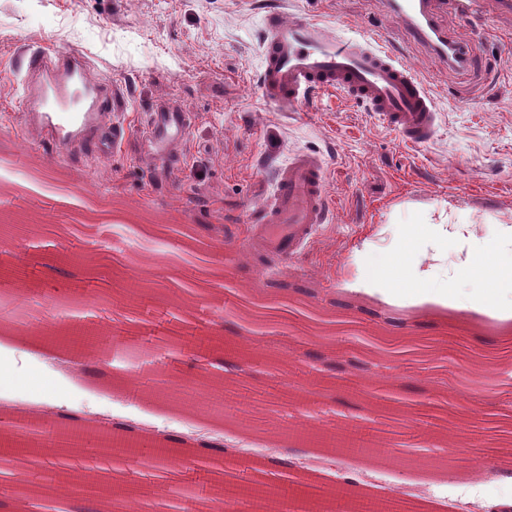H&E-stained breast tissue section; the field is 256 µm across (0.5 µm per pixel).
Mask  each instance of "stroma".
<instances>
[{"label":"stroma","instance_id":"obj_1","mask_svg":"<svg viewBox=\"0 0 512 512\" xmlns=\"http://www.w3.org/2000/svg\"><path fill=\"white\" fill-rule=\"evenodd\" d=\"M266 2L0 0V300L30 314L23 326L0 307V350L34 359L72 325L96 332L68 409L120 397L113 414L155 423L142 448L174 434L184 454L165 470L137 456L116 463L90 436L80 456L0 468V512L18 479L43 485L62 465L128 484L147 502L191 490L180 505L194 512L224 466L202 470L188 422L283 455L287 430L325 425L313 454L362 463L368 475L354 492L368 497L372 473L444 487L472 456L489 479L512 462V320L423 303L407 306L395 330L368 316L381 301L346 289L355 249L386 253L429 235L426 216L467 223L479 238L512 218V14L492 2L474 20L443 14L449 36L478 46L459 73L387 18L384 0H277L336 32L379 35L426 79L440 125L431 143L410 147L332 91L292 114L262 100ZM44 47L86 53L133 113L181 101L194 120L180 163L146 159L134 120L108 155L27 147L16 66ZM298 150L323 153L334 219L304 254L270 265L244 236L275 169ZM276 281L288 290L274 292ZM312 350L372 369L341 374L313 363ZM103 360L108 377L94 376Z\"/></svg>","mask_w":512,"mask_h":512}]
</instances>
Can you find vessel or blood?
<instances>
[{
    "instance_id": "obj_1",
    "label": "vessel or blood",
    "mask_w": 512,
    "mask_h": 512,
    "mask_svg": "<svg viewBox=\"0 0 512 512\" xmlns=\"http://www.w3.org/2000/svg\"><path fill=\"white\" fill-rule=\"evenodd\" d=\"M485 0H385L388 16L427 43L435 59L464 68L466 52L438 23V12L463 18L479 15ZM257 86L263 100L283 112H296L318 92L333 91L362 102L407 145L430 143L439 112L426 81L379 39L364 33L343 36L320 18L264 16V40ZM21 103L25 141L73 156L117 149L125 139L121 120L128 105L111 81L94 76L87 57L51 47L27 60ZM192 116L174 99L156 100L141 126L151 159L177 161ZM327 172L320 155L300 151L274 172V190L262 203L249 244L271 259L286 261L304 253L322 225L330 223Z\"/></svg>"
}]
</instances>
